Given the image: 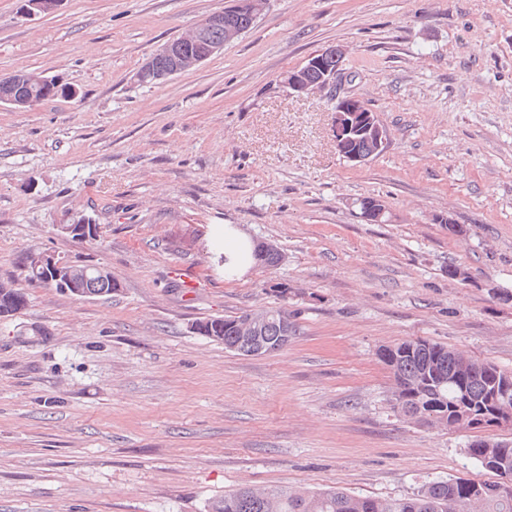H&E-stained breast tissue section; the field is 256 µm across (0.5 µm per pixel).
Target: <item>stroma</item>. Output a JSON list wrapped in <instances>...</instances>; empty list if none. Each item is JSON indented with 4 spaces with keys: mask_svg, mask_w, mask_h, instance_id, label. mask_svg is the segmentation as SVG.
I'll list each match as a JSON object with an SVG mask.
<instances>
[{
    "mask_svg": "<svg viewBox=\"0 0 512 512\" xmlns=\"http://www.w3.org/2000/svg\"><path fill=\"white\" fill-rule=\"evenodd\" d=\"M22 3L0 0V76L78 94L0 105V282L28 295L0 318V512L497 482L466 454L469 433L394 411L377 351L423 340L512 371V0H266L222 53L155 85L136 81L147 57L232 0H61L31 17ZM334 45L335 85L285 87ZM345 96L389 133L360 165L332 140ZM364 197L385 223L362 220ZM84 215L99 238L63 232ZM228 226L284 261L229 271L213 246ZM29 250L107 268L121 290L28 285ZM282 305L296 334L280 351L240 355L189 330ZM22 79L28 83V85H31L33 83L35 84H42L44 83L47 78L44 77L43 74L38 73H30V74H24L21 75ZM45 88H47V91H44ZM77 94V91L70 86H66L63 84H59L58 81L51 79L50 85L47 87L45 86H37V85H31L29 87L23 86L19 88L16 92L15 96H30L33 95L35 100L33 103L30 104V101H15L12 97H3L0 98V104L1 105H8V106H16L15 109L19 110H25V109H31L34 106H39L45 101H48L50 99H53L55 97H72ZM25 106H28L24 109Z\"/></svg>",
    "mask_w": 512,
    "mask_h": 512,
    "instance_id": "obj_1",
    "label": "stroma"
}]
</instances>
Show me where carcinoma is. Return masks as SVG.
<instances>
[{"mask_svg":"<svg viewBox=\"0 0 512 512\" xmlns=\"http://www.w3.org/2000/svg\"><path fill=\"white\" fill-rule=\"evenodd\" d=\"M253 23L254 19L246 16L235 5L224 10V23L209 34L208 40L224 41L226 25L248 29ZM178 41L185 53H206V46L191 34L178 38ZM76 94L74 88L56 80L50 81L46 88L23 86L16 92L20 97L34 96L35 106L58 96L72 97ZM271 313L273 317L266 327L265 336L275 342L279 337L287 335V329L278 318L281 310L273 309ZM238 319L239 316L230 315L205 320V323L219 328L224 348L231 352L237 341L235 323ZM386 351L387 357L397 358V367L405 378L416 380L417 388L414 394L407 397L406 405L419 415L422 424L449 419L456 407L465 402L469 403V408L477 415L490 411L484 393L491 385V379L512 377L511 371L474 360V375L462 378L456 369L460 354L438 343L404 341L386 347ZM485 444V439L469 442L466 452L487 471L496 474L502 468L512 471V442L502 440V447L491 450L484 448ZM468 483L470 480L462 478L432 480L409 496L383 500L355 496L335 488L293 491L281 487H242L213 500L209 512H512V495H501L497 484H479L481 496L472 497L463 488Z\"/></svg>","mask_w":512,"mask_h":512,"instance_id":"obj_1","label":"carcinoma"}]
</instances>
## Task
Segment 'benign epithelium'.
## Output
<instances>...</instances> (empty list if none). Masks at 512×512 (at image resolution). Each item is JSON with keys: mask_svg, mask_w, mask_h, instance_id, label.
<instances>
[{"mask_svg": "<svg viewBox=\"0 0 512 512\" xmlns=\"http://www.w3.org/2000/svg\"><path fill=\"white\" fill-rule=\"evenodd\" d=\"M345 51L339 46H332L311 56L300 67L288 71L283 83L288 89L298 95L312 90L325 88L335 84L337 74L331 73L321 82L314 83L308 79V73L322 67V61L327 57L341 59ZM165 57L171 60L167 68L155 65L156 58ZM205 61V58L184 53L178 49L176 41L172 40L157 49L143 64L142 72L153 78L154 81H166L169 78L190 70ZM332 140L336 150L346 161L354 164L367 162L370 154H359L351 151V144L362 137L374 144L373 153L384 148L387 142V130L378 121L372 112L361 100L346 98L333 110L331 120ZM386 206L380 199L365 200L361 205V217L369 224L384 223ZM254 256L256 264L264 267L266 260L273 254H282L280 248L268 240L256 239ZM28 268L39 272L47 278L49 283L59 290L71 295H79L88 281L89 268L74 264L62 257L46 252H29ZM268 323V315L264 310H248L241 313L238 321L239 336L237 344L249 351V355H261L278 351L288 345L289 337H282L279 344L268 346L263 341L261 333ZM487 403L492 405L491 414L477 417L470 412H458L448 420V430L479 432L482 430L509 431L512 433V408L499 401L498 390L491 391L487 396Z\"/></svg>", "mask_w": 512, "mask_h": 512, "instance_id": "7a95c632", "label": "benign epithelium"}]
</instances>
